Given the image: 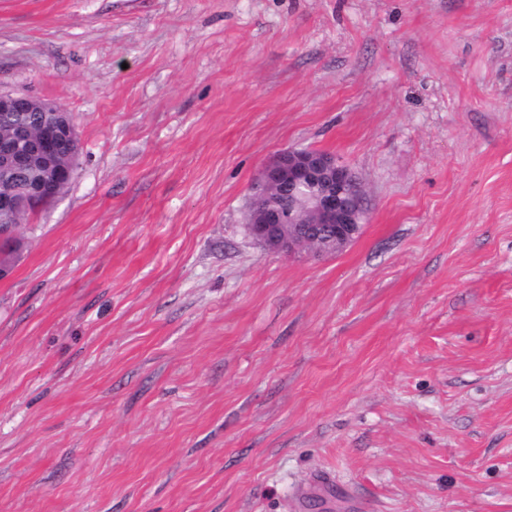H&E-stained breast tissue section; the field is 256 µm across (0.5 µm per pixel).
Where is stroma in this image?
I'll use <instances>...</instances> for the list:
<instances>
[{
	"instance_id": "stroma-1",
	"label": "stroma",
	"mask_w": 512,
	"mask_h": 512,
	"mask_svg": "<svg viewBox=\"0 0 512 512\" xmlns=\"http://www.w3.org/2000/svg\"><path fill=\"white\" fill-rule=\"evenodd\" d=\"M70 188L0 280V512H512V0H0ZM334 153L368 220L268 251ZM306 186L315 188L309 206L296 200L293 209L288 208L287 220L277 194L288 189L290 201ZM251 188L245 227L268 250L286 255L305 251L318 257L335 255L361 233L362 182L332 154L282 150L263 165Z\"/></svg>"
}]
</instances>
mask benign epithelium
<instances>
[{
  "label": "benign epithelium",
  "instance_id": "7a95c632",
  "mask_svg": "<svg viewBox=\"0 0 512 512\" xmlns=\"http://www.w3.org/2000/svg\"><path fill=\"white\" fill-rule=\"evenodd\" d=\"M9 112H44L49 120L38 131L18 124L9 135H0V171L7 178L24 175L0 192L1 238L11 230L7 219L56 200L55 187L73 181L75 172L55 162L60 147L80 152L75 121L62 107L0 92V114ZM364 206L361 180L334 155L289 148L260 169L245 227L253 240L274 252L334 255L360 235Z\"/></svg>",
  "mask_w": 512,
  "mask_h": 512
}]
</instances>
